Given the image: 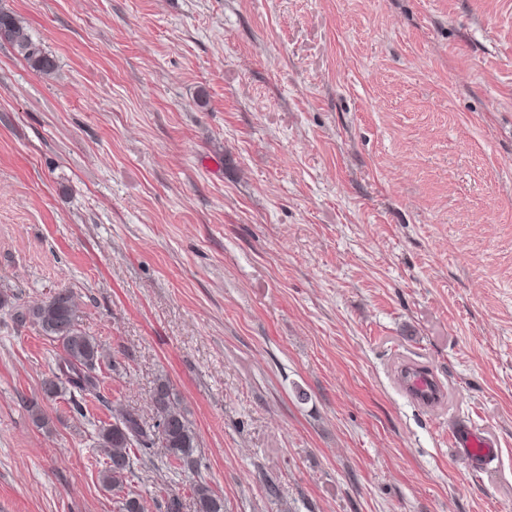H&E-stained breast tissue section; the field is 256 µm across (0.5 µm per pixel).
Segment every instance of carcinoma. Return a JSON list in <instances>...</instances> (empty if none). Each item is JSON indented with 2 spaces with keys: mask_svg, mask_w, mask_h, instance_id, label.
<instances>
[{
  "mask_svg": "<svg viewBox=\"0 0 512 512\" xmlns=\"http://www.w3.org/2000/svg\"><path fill=\"white\" fill-rule=\"evenodd\" d=\"M9 45L35 72L50 76L57 70L56 58L34 38L27 22L0 7V46ZM17 327L30 323L58 345L57 372L42 382L47 398L64 394H95L99 388V361L102 352L96 341L80 327L79 308L74 292L59 289L46 299L21 305L11 317ZM151 414L144 417L123 408L112 409L113 421L98 429L97 447L106 458L101 482L107 489L120 491L133 474L134 450H163L167 463L189 466L195 463L198 439L178 406L167 381H160L150 398ZM194 512H225L224 498L207 482L193 487ZM118 512H144L140 494L128 491L119 501Z\"/></svg>",
  "mask_w": 512,
  "mask_h": 512,
  "instance_id": "carcinoma-1",
  "label": "carcinoma"
}]
</instances>
